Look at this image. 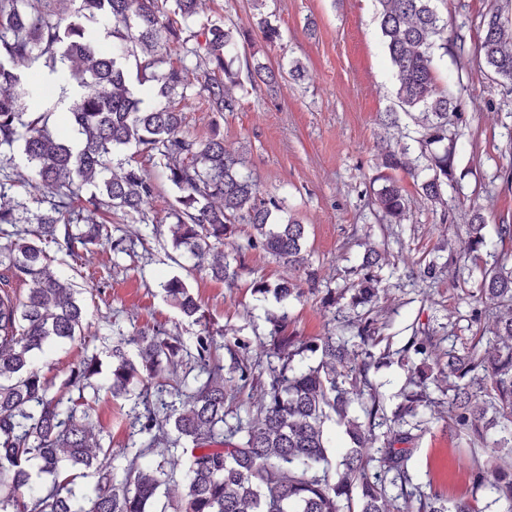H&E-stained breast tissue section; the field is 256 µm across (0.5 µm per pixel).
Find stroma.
Instances as JSON below:
<instances>
[{
	"label": "stroma",
	"instance_id": "35a3bbf8",
	"mask_svg": "<svg viewBox=\"0 0 512 512\" xmlns=\"http://www.w3.org/2000/svg\"><path fill=\"white\" fill-rule=\"evenodd\" d=\"M437 5L448 20V48L436 50L435 73L441 87L456 93L461 114L455 126L454 178L442 201L434 202L423 196L416 179L395 171L407 205L403 220L390 224L374 201L385 173L379 148L399 141L402 129L414 121L399 110L377 0H201L199 22L219 19L249 33L232 69L242 72L259 62L284 76L273 87L245 84L231 112L211 111L199 97L173 105L183 112L187 132L200 137L219 132L225 149L244 161L261 187L284 199L287 214L306 226L308 265L246 249L244 267L230 283L194 270L191 260L173 262L168 246L173 194L160 186L151 204L158 234L147 248L113 257L94 247L77 261L55 252V269L89 291L85 301L96 339L89 346L77 340L49 347L39 358L42 376L61 384L91 350L153 328L188 344L209 330L228 367L239 339L249 344L248 359L258 360L269 341L267 314L277 307L275 299L259 301L252 290L258 281L301 284L302 297L287 305L286 332L292 336L308 339L331 329L351 336L360 319H376L390 355L372 363L367 378L388 416L414 375L400 357L411 337L432 338L442 349L470 342L479 329L470 302L482 269L497 262L512 266L510 243L463 265L453 263L475 213L483 214L490 239L497 225L512 224V83L492 79L479 57L484 16L498 10L512 20V0H437ZM261 17L279 29V40L265 42L255 30ZM295 64L303 69L297 80L288 74ZM370 249L381 255V293L368 310L352 306L351 295ZM429 262L439 273L426 281L418 271ZM107 263L112 266L108 278L102 275ZM310 267L319 273L313 284L306 280ZM176 274L188 280L200 300L205 324L182 318L166 300L160 284ZM329 293L336 297L335 306L323 303ZM428 394L432 404L412 431L408 468L415 482L455 498L468 483L460 460L464 437L448 420L447 378L430 380ZM133 406V401L101 394L97 428L105 444L126 446Z\"/></svg>",
	"mask_w": 512,
	"mask_h": 512
}]
</instances>
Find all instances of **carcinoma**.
<instances>
[{"label": "carcinoma", "mask_w": 512, "mask_h": 512, "mask_svg": "<svg viewBox=\"0 0 512 512\" xmlns=\"http://www.w3.org/2000/svg\"><path fill=\"white\" fill-rule=\"evenodd\" d=\"M67 18L57 17L55 0H0V154L17 152L31 171V181L47 193L49 212L25 220L24 202L9 195L10 176L0 182V265L26 286L19 297L0 289V512H512V314L496 323V340L474 337L459 350L444 352L448 368V419L466 436L472 458L470 493L448 500L424 492L408 471L409 420L427 407L428 377L410 381L392 419L367 378L373 349L382 341L373 319L356 326L363 358L348 350L349 339L330 334L300 341L285 334L288 311L268 317L269 381L261 382L253 364L236 360L224 373L217 343L205 330L188 351L179 337L165 331H143L134 339L135 353L120 340L108 351L107 375L97 355L84 357L55 388L40 373L35 356L45 347L89 336L87 305L70 280L54 269L51 248L71 257L90 246H107L128 254L146 246L147 235L127 240L112 235V215L121 214L151 227L150 204L157 179L129 162L112 167L114 155L134 146L159 160L161 178L173 188L170 243L179 257L220 281H234L242 268V249L223 252L236 224L254 234L245 249H261L290 263H306L302 250L306 227L282 218L284 201L260 191L252 174L224 150L217 135L194 137L183 130V112L171 105L199 96L213 112L233 111L232 92L243 87L226 55L243 32L210 20L195 26L198 0H70ZM437 0H378L380 30L398 83L400 107L419 111L418 143L432 145L422 194L439 200L453 175L458 120L456 99L439 86L434 54L448 46V21ZM480 54L491 77L512 81V25L493 12L484 17ZM112 39L103 52L98 33ZM178 62L161 69L171 52ZM136 72H131L130 61ZM38 66L56 88V96L30 112L26 101L42 90L17 70ZM274 84L278 74L261 63L250 81ZM66 111L77 139L55 128L53 117ZM384 168L414 169L416 159L405 144L386 146ZM86 186L93 187L83 195ZM385 217L399 220L406 209L405 190L385 177L377 191ZM36 228L28 229L26 225ZM475 214L462 252L478 253L496 243L512 242V225L500 224L497 242L483 234ZM379 255L364 263L367 273L357 284L352 305L377 298L372 268ZM180 314L200 323L201 304L185 280L173 276L161 284ZM261 297L279 303L298 299L290 280L271 287L255 285ZM489 299L512 307V271L483 270L481 288L471 310L479 322L493 315ZM302 351L320 353L315 365H293ZM193 362L195 386L178 375L183 358ZM170 388L177 409L159 398ZM255 398L243 404L245 418L229 428L236 441L224 439L225 408L245 389ZM114 398L134 397L147 413L131 422L140 440L118 450L93 439L95 404L100 391ZM343 425L349 448L339 458L329 451L324 426ZM386 427L380 446L375 429ZM175 434L169 439V434ZM220 442L222 447L210 444ZM188 458L180 471L168 466V447L182 443ZM47 476L30 482V469ZM67 468L97 475L82 489L57 482ZM172 483L184 495L164 501Z\"/></svg>", "instance_id": "cac0c4a2"}]
</instances>
